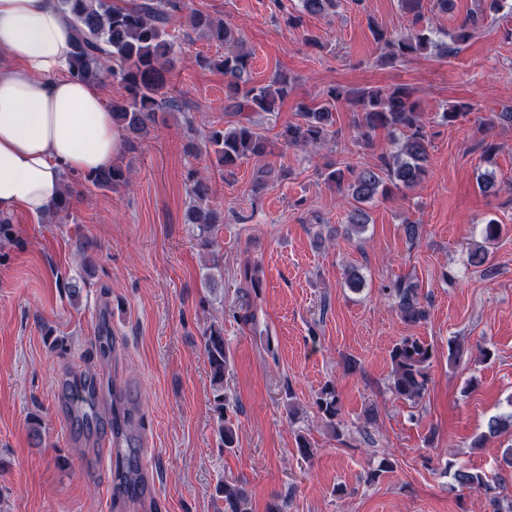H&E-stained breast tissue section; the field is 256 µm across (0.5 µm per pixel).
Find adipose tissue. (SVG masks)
<instances>
[{"mask_svg": "<svg viewBox=\"0 0 512 512\" xmlns=\"http://www.w3.org/2000/svg\"><path fill=\"white\" fill-rule=\"evenodd\" d=\"M71 50L54 0H0V214H44L63 173L110 167L120 148L98 86L69 76Z\"/></svg>", "mask_w": 512, "mask_h": 512, "instance_id": "ef3b65f1", "label": "adipose tissue"}]
</instances>
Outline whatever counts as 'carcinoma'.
I'll use <instances>...</instances> for the list:
<instances>
[{
	"mask_svg": "<svg viewBox=\"0 0 512 512\" xmlns=\"http://www.w3.org/2000/svg\"><path fill=\"white\" fill-rule=\"evenodd\" d=\"M308 14H324L336 8V0H301ZM56 6L67 17L74 30V44L69 75L81 81L100 83L112 78L124 85L128 97L109 105L113 123L136 137L147 135V122L158 110L178 111L177 99L165 92L169 57L177 46L169 30L171 18L184 11L186 0H136L120 6L114 0H56ZM192 31H197L224 45V54L216 59L201 58L199 65L215 67L224 72L226 91L224 110L239 116L236 125L224 130H212L206 137L208 150L224 171L235 168L251 157L262 158L274 152L276 142L264 133V124L280 112L281 104L294 89L288 73L277 72L270 83L247 85L248 53L243 50L241 35L222 19L193 12L189 16ZM376 43L387 49L390 63L422 54L434 47L448 54L450 46L433 41L434 31L419 29L406 35H395L372 22L369 25ZM345 107L354 114L358 134L367 138L378 129L395 136L396 150L381 156L380 164L359 171H344L330 166L325 180L345 188L356 205L348 212V224L356 233H363L369 215L363 204L391 188H413L427 175L429 140L425 131V115L406 87L383 92L375 88H330L318 107L304 102L297 105L300 121L285 125L278 134L288 146H316L335 133V111ZM97 188L112 189L130 182V171L119 165L83 176ZM191 192L199 199L189 213V223L195 225L199 239L207 243L219 223V214L211 205L213 195L210 179L193 175ZM401 318L418 323L426 316L419 298L418 287L397 281L389 289ZM204 352L211 372L214 411L217 413V432L221 446L230 451L236 448L237 429L231 417L232 405L224 389V375L230 360V350L224 340V325L213 323L204 334ZM433 356L432 347L409 336L397 343L390 353L392 371L389 389L397 398L415 401L425 392L428 369ZM315 405L323 424L340 436V402L336 390L328 385L317 394ZM512 427V413L493 417L488 433L477 436L473 447H483L490 436ZM461 486L478 488L491 493L495 490L488 478L461 466L454 472ZM217 493L224 501V512H249L247 491L228 479L218 483Z\"/></svg>",
	"mask_w": 512,
	"mask_h": 512,
	"instance_id": "cac0c4a2",
	"label": "carcinoma"
}]
</instances>
